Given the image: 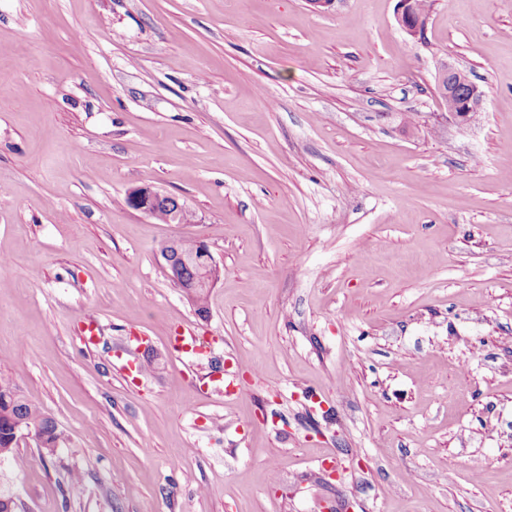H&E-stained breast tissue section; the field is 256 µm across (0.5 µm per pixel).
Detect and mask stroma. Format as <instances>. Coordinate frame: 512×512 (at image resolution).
<instances>
[{
  "label": "stroma",
  "instance_id": "35a3bbf8",
  "mask_svg": "<svg viewBox=\"0 0 512 512\" xmlns=\"http://www.w3.org/2000/svg\"><path fill=\"white\" fill-rule=\"evenodd\" d=\"M399 4L0 0V374L64 438L0 461L17 512H512V0L417 37ZM187 325L222 370L170 354ZM456 74L458 77L455 89H448L445 93L448 97V115L458 121L466 124L470 121L472 112H479L483 109L484 95L474 82H471L465 73L458 67L448 64V74ZM164 198L175 200L177 207L174 209V203H172L171 208V210L174 209L173 211L169 210V206L166 205L159 207L154 219L162 224H182L183 206H181L180 198L171 194L160 192L154 189L152 186L143 185L131 189L127 194V204L131 209L153 218L155 207ZM168 215L170 217L169 220ZM178 245V251L181 255L187 257H181L182 263L175 262V259L172 258V249H174L176 246L174 244V240H169L164 243L160 250V256L162 259V262L160 263L163 270L167 274L168 278L172 282V284L175 286V288H179L180 291L184 294L183 288H190V290H204L209 291L210 288L213 287V284L215 280L217 279V266L214 262V258L210 252L209 247L201 242L194 240H177ZM201 251L207 252L211 255L212 260L210 264L204 268L198 271V273L194 276V271L197 267L204 265L206 262V258L202 253H200L199 248ZM190 258V259H188ZM192 261L190 270H187V280H191L194 276L193 280L190 282L186 281L184 277V270L183 266H187Z\"/></svg>",
  "mask_w": 512,
  "mask_h": 512
}]
</instances>
